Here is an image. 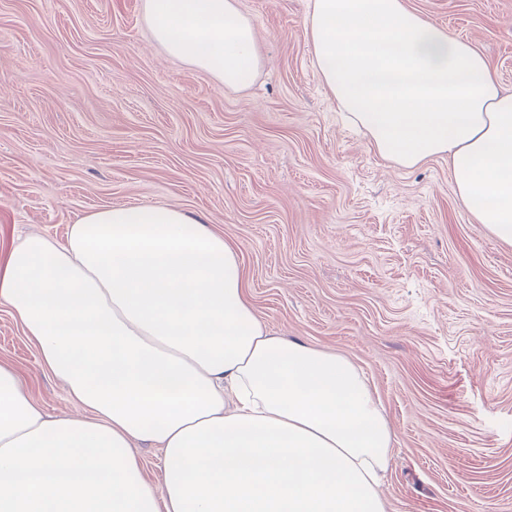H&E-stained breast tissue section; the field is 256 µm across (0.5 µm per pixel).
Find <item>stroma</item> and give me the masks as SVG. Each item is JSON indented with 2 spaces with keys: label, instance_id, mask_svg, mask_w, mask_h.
<instances>
[{
  "label": "stroma",
  "instance_id": "stroma-1",
  "mask_svg": "<svg viewBox=\"0 0 512 512\" xmlns=\"http://www.w3.org/2000/svg\"><path fill=\"white\" fill-rule=\"evenodd\" d=\"M246 85L170 57L144 0H0V248L86 212L170 205L237 247L257 317L347 356L394 434L389 512H512V247L448 162L382 160L324 89L307 0H237ZM512 90V0H406ZM0 362L51 415L64 384L0 307Z\"/></svg>",
  "mask_w": 512,
  "mask_h": 512
}]
</instances>
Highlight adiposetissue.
Masks as SVG:
<instances>
[{
	"mask_svg": "<svg viewBox=\"0 0 512 512\" xmlns=\"http://www.w3.org/2000/svg\"><path fill=\"white\" fill-rule=\"evenodd\" d=\"M145 17L225 87L262 63L237 0H145ZM304 29L377 154L447 160L462 208L512 247V91L483 55L405 0H310ZM248 288L237 249L174 206L103 207L0 251V306L74 408L46 416L0 363V512H387L392 432L362 372L272 332ZM135 453L142 459L145 474L149 480H155L162 468V459L159 453L148 445L137 443Z\"/></svg>",
	"mask_w": 512,
	"mask_h": 512,
	"instance_id": "adipose-tissue-1",
	"label": "adipose tissue"
}]
</instances>
